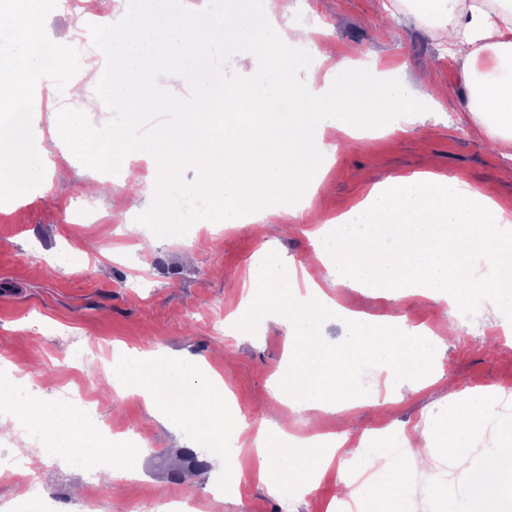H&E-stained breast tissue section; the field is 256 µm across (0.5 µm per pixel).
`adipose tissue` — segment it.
<instances>
[{
	"mask_svg": "<svg viewBox=\"0 0 512 512\" xmlns=\"http://www.w3.org/2000/svg\"><path fill=\"white\" fill-rule=\"evenodd\" d=\"M85 2L99 16L98 38L109 66L83 65L82 79L98 93L72 113L61 135L77 147L104 142L117 164L143 158L155 165L162 176L148 184L146 195L156 233L166 239L177 231L168 204L170 183L187 167L198 175L192 192L223 203L228 224L240 223L245 213L269 225L291 223L298 218L291 200L312 207L333 158L322 138V96L330 97L337 115L340 146L385 131L388 116L403 103L421 111L439 101L430 75L410 78L373 61L361 66L336 45L324 47L317 60L335 78L329 88L315 75L297 82L311 30L293 22L292 0H239L237 9L224 14L183 0H125L117 15L104 13L102 0ZM59 4L8 0L0 7V41L14 48L10 56L0 55V94L20 85L32 91L31 98L0 115V203L6 205L45 173V158L31 146L45 78L34 23ZM415 13L446 32L463 63L467 112L495 135L501 151L511 152L512 0H497L491 10L472 0H417ZM215 46L236 61H260V77L239 86L215 83ZM166 52L176 60L179 79L192 87L190 97L157 91L154 77ZM108 104L122 109L126 129L91 122L90 113ZM142 112H173L177 120L139 138L132 122ZM314 238L306 259L312 270L299 281L284 280L276 253L260 255L265 277L251 286L250 305L237 315L245 328L272 319L285 329V362L272 381L279 402L291 409L352 419L364 403L356 371L370 362L388 370L391 396L447 379L442 340L432 329L347 311L324 292L321 279L395 302L421 296L440 324L449 310L474 298L487 322L501 324L512 315V213L458 177L427 170L372 183L361 201ZM338 318L347 326V338L335 349L320 328ZM111 372L114 392L141 395L159 421L207 441L214 459H223L228 443L256 448L259 479L270 494L312 486L332 463L344 470L351 463L336 456L349 432L299 437L276 425L252 430L229 410L224 381L207 360L126 350L113 357ZM498 403L491 394L449 388L448 411L433 428L404 435L401 447L373 449L372 464L385 471V479L346 488V495L358 512H406L411 474L420 469L433 476L443 457L471 490L458 498L436 487L442 512H502L503 503L512 500V422L499 419ZM2 413L25 421L36 438V447L16 451L29 465L75 458L88 467L115 453L76 409L23 394L5 379L0 380ZM491 423L495 447L476 449L477 435Z\"/></svg>",
	"mask_w": 512,
	"mask_h": 512,
	"instance_id": "ef3b65f1",
	"label": "adipose tissue"
}]
</instances>
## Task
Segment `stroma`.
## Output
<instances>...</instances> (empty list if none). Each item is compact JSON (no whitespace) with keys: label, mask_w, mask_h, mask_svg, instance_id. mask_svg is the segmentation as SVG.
<instances>
[{"label":"stroma","mask_w":512,"mask_h":512,"mask_svg":"<svg viewBox=\"0 0 512 512\" xmlns=\"http://www.w3.org/2000/svg\"><path fill=\"white\" fill-rule=\"evenodd\" d=\"M297 20L314 28V48L304 51L308 65L316 49L339 44L351 55L403 68L406 74L432 65L443 88L442 106L425 122L404 126L384 136H369L335 161L317 191V204L302 211L289 231L271 234L261 224L224 225L205 197L185 194L196 180L187 168L171 185L182 196L180 237L174 243L143 248L144 232L131 231L146 223L150 205L130 191L122 176L103 194L88 198L81 183L99 169L100 153L90 150L82 167L66 180L45 173L43 192H24L16 203L0 209V359L23 374L29 391L47 402L59 401L60 391L83 396L102 424L118 437L143 438L138 481L116 480L101 469L75 477L70 463L53 461L37 469L30 485L15 472L0 474V505L25 512L26 505L45 500L51 512H83L82 498L90 485L100 492L96 512H126L127 504L143 497L175 499L193 494L199 512H329L337 506L339 471L330 467L311 491L281 498L258 480L256 454L243 447L236 458L239 483L224 493L222 467L212 465L205 445H194L198 466H188L189 448L152 416L136 394L116 395L110 366L114 348H154L175 355L214 360L235 408L245 410L258 429L275 423L307 436L314 432L315 414L295 412L281 404L271 388V376L286 349L284 329L272 322L247 331L226 329L216 334L209 319L228 318L241 308L252 281L262 272L256 258L266 250L303 259L313 249L311 233L319 225L361 201L369 187L362 179L372 169L378 180L424 171L434 162L437 173L451 175L512 209V182L499 179L512 168V158L495 149L493 137L464 112L468 88L463 65L448 48L441 29L409 14L408 0H294ZM80 99L56 91L44 98L42 118L32 148L51 162L68 159L72 146L56 132ZM110 214L106 224H77L78 208ZM94 239L96 251L70 256L76 240ZM346 309L387 315L410 325L432 324L428 302L410 296L393 302L356 289L338 293ZM443 338L445 370L457 383L474 391L488 389L512 394V345L499 328L475 313L449 314ZM448 410L446 386L404 389L388 401L384 415L356 409L362 427L382 429L390 444L402 431Z\"/></svg>","instance_id":"35a3bbf8"}]
</instances>
